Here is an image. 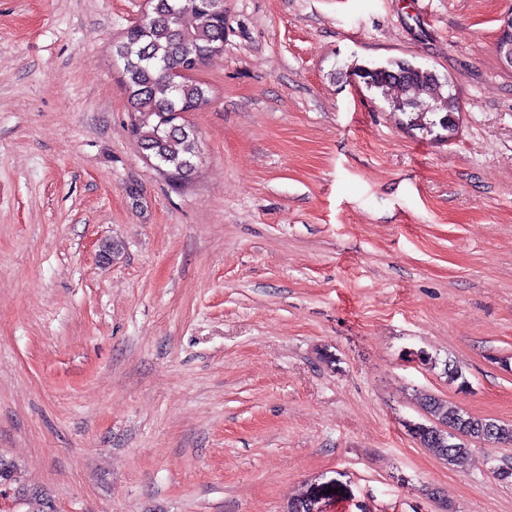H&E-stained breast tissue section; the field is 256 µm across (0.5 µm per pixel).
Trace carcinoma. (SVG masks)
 <instances>
[{
    "label": "carcinoma",
    "instance_id": "1",
    "mask_svg": "<svg viewBox=\"0 0 512 512\" xmlns=\"http://www.w3.org/2000/svg\"><path fill=\"white\" fill-rule=\"evenodd\" d=\"M138 28H129L112 43V55L123 62L124 88L132 108L131 129L146 157L173 182L189 179L199 158L198 136L183 114L209 102V91L188 79L224 46V3L216 0H148ZM371 86L389 97L393 109L407 116V125L426 131L454 125L459 106L454 95L442 94L438 76L405 62L378 67ZM415 401L425 421L409 432L436 457L450 463L465 459L469 440L451 430L482 436L487 420L471 415L431 393L418 391ZM18 490L17 467L0 457V482Z\"/></svg>",
    "mask_w": 512,
    "mask_h": 512
}]
</instances>
